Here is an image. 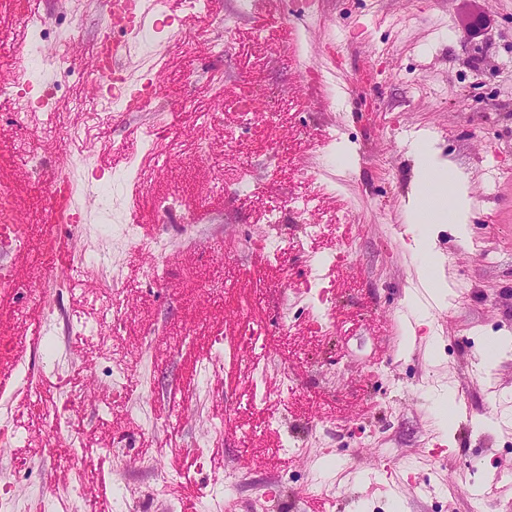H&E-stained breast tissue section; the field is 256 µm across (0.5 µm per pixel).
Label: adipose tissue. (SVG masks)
<instances>
[{
	"mask_svg": "<svg viewBox=\"0 0 512 512\" xmlns=\"http://www.w3.org/2000/svg\"><path fill=\"white\" fill-rule=\"evenodd\" d=\"M412 153L416 166L405 215L415 250L427 256L432 252V225L448 223L454 225L457 236H465L472 200L466 177L440 158L432 144L416 141Z\"/></svg>",
	"mask_w": 512,
	"mask_h": 512,
	"instance_id": "adipose-tissue-1",
	"label": "adipose tissue"
}]
</instances>
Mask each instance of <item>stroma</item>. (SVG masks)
<instances>
[{"label": "stroma", "instance_id": "obj_1", "mask_svg": "<svg viewBox=\"0 0 512 512\" xmlns=\"http://www.w3.org/2000/svg\"><path fill=\"white\" fill-rule=\"evenodd\" d=\"M314 2L302 14L297 0H214L201 33L228 21L224 54L192 48L178 75L167 31L187 14L173 6L167 29L152 35L157 59L127 63L131 78L151 68L166 84L154 111L115 115L109 144L138 155L146 126L162 123L194 144L212 128L224 133V165L201 145L198 156L153 163L144 181L125 182L95 148L31 152V122L0 111V180L31 228L28 248L11 259L14 286L0 287V338L13 345L0 352V427L23 429L20 445L0 455V477L17 512H85L92 471L112 512H181L176 498L146 496L161 474L191 485L201 503L233 493L240 512L264 491L280 512H306L311 475L340 487L325 497L326 512H437L451 461L473 470L455 512H483L489 502L512 512V0H477L485 28L468 36L458 29L466 0ZM54 9L55 0H0V40L17 41L27 15ZM79 9L74 51L41 64L57 73L60 107L87 92L85 59L100 35L102 0ZM216 77L224 89L217 118L194 108ZM253 99L262 114L243 116ZM421 134L467 176L474 200L466 238L434 226L442 262L427 277L404 210ZM342 144L350 159L339 157ZM26 154L34 165L18 163ZM228 165L258 173L279 223L258 219ZM59 170L86 213L81 227L46 221V183ZM95 170L112 191L107 220L86 203ZM311 181L320 189L309 211L292 210L290 198ZM171 195L198 200L195 220L156 209ZM126 213L149 234L122 238ZM309 222L321 226L310 239ZM272 234L305 243L276 259ZM53 237L71 238L76 259L93 249L105 263L72 286L46 279L38 301L29 295L33 272ZM157 237L169 241L159 256L147 247ZM155 263L161 278L128 290L131 267ZM437 278L448 283L447 302L432 295ZM114 282L123 288L116 319L103 312ZM48 305L57 318L49 331ZM321 307L333 334L320 328ZM34 332L43 335L35 352L27 345ZM495 341L508 347L486 360ZM116 347L136 389H112ZM210 355L219 372L203 371ZM76 379L84 397L71 401L67 384ZM450 391L459 416L446 425L437 400ZM51 402L61 426L46 411ZM216 415L224 419L217 437L209 432ZM103 426L106 442L87 447V433ZM313 432L316 448L289 456L287 468L263 460L267 445L284 449ZM24 457L30 468L14 471L11 460ZM228 472L232 484H214ZM41 486L52 489L51 506L36 497Z\"/></svg>", "mask_w": 512, "mask_h": 512}]
</instances>
